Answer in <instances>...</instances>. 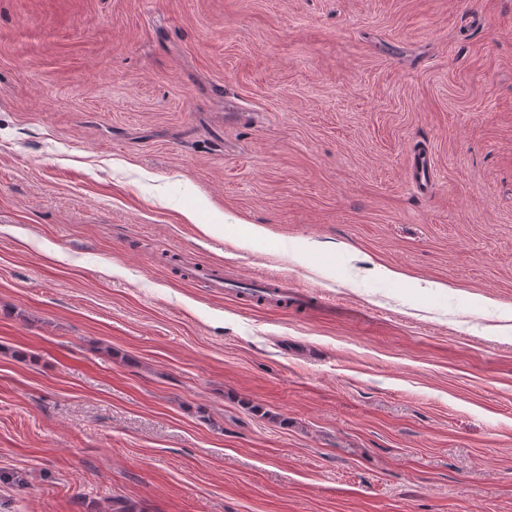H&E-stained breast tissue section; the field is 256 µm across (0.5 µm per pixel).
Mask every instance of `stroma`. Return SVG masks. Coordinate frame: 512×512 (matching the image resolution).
I'll use <instances>...</instances> for the list:
<instances>
[{
	"label": "stroma",
	"mask_w": 512,
	"mask_h": 512,
	"mask_svg": "<svg viewBox=\"0 0 512 512\" xmlns=\"http://www.w3.org/2000/svg\"><path fill=\"white\" fill-rule=\"evenodd\" d=\"M511 322L512 0H0V512H512ZM432 163L429 152L422 148L415 154L411 164V179L417 190L423 194L428 193L430 189ZM181 275L188 281H203L209 288H233L234 285L215 270L207 267H185ZM239 300L259 307L288 310L307 303V298L298 291L288 289V284L277 280H265L250 288L236 291Z\"/></svg>",
	"instance_id": "1"
}]
</instances>
